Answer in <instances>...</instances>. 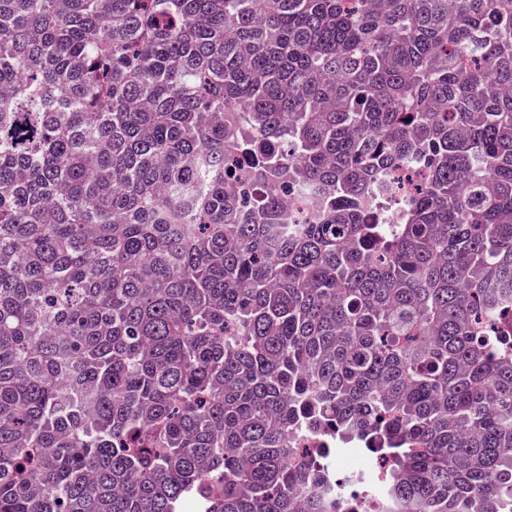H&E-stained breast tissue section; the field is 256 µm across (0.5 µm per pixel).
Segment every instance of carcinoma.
<instances>
[{
    "label": "carcinoma",
    "instance_id": "cac0c4a2",
    "mask_svg": "<svg viewBox=\"0 0 512 512\" xmlns=\"http://www.w3.org/2000/svg\"><path fill=\"white\" fill-rule=\"evenodd\" d=\"M335 426L512 512V0H0V512H341Z\"/></svg>",
    "mask_w": 512,
    "mask_h": 512
}]
</instances>
